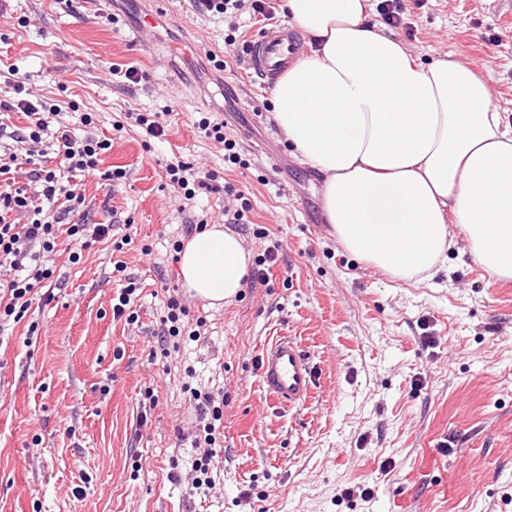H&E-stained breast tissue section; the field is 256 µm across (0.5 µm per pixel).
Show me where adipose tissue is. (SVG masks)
<instances>
[{"mask_svg": "<svg viewBox=\"0 0 512 512\" xmlns=\"http://www.w3.org/2000/svg\"><path fill=\"white\" fill-rule=\"evenodd\" d=\"M309 51L277 82L273 119L324 177L337 239L395 278L443 266L457 225L475 260L512 280V126L485 78L423 63L371 19L369 0H284ZM250 255L211 224L184 241L182 285L210 305L243 288Z\"/></svg>", "mask_w": 512, "mask_h": 512, "instance_id": "obj_1", "label": "adipose tissue"}]
</instances>
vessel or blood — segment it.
Wrapping results in <instances>:
<instances>
[{
  "label": "vessel or blood",
  "mask_w": 512,
  "mask_h": 512,
  "mask_svg": "<svg viewBox=\"0 0 512 512\" xmlns=\"http://www.w3.org/2000/svg\"><path fill=\"white\" fill-rule=\"evenodd\" d=\"M301 52V40L288 25L275 21L248 44L246 64L264 85H273ZM259 371L268 395L278 403L300 407L307 403L314 374L303 346L289 336L268 343L260 356Z\"/></svg>",
  "instance_id": "obj_1"
}]
</instances>
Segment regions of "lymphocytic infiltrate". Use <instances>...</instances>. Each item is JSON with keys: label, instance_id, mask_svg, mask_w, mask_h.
Returning a JSON list of instances; mask_svg holds the SVG:
<instances>
[{"label": "lymphocytic infiltrate", "instance_id": "lymphocytic-infiltrate-1", "mask_svg": "<svg viewBox=\"0 0 512 512\" xmlns=\"http://www.w3.org/2000/svg\"><path fill=\"white\" fill-rule=\"evenodd\" d=\"M194 6L199 14L230 19L245 13L266 21L275 17L273 0H194ZM9 83L14 96L9 101L0 99V112L23 113L29 124L12 131L0 121V138L37 144L43 136H51L59 164L46 167V153L42 150L23 157L11 151L0 154V178L9 175L18 161L32 167L28 185H0V335L24 318L38 288L51 279L53 270L46 255L53 251L59 232H66L74 242L69 260L76 263L89 239L108 238L112 231L108 224H87L82 209L84 195L78 185L63 180L67 173L96 170L101 155L111 149V140L76 136L69 126L58 123L59 112L54 104L29 90L25 77L12 76ZM165 176L189 201L202 193L237 192L232 183L221 182L215 172H199L189 162L167 164ZM189 402L196 412V429L203 435L199 456L193 463L196 476L190 492L205 496L216 485L210 464L224 414V392L193 388Z\"/></svg>", "mask_w": 512, "mask_h": 512}]
</instances>
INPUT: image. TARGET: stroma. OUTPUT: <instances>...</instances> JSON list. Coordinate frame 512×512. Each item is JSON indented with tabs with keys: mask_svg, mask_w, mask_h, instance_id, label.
<instances>
[{
	"mask_svg": "<svg viewBox=\"0 0 512 512\" xmlns=\"http://www.w3.org/2000/svg\"><path fill=\"white\" fill-rule=\"evenodd\" d=\"M403 5L394 34L404 46L488 76L512 123V0ZM227 30L192 0L166 11L153 0L0 5V65L63 111L95 113L79 135L112 141L98 172L81 178L88 221L111 225V238L73 264L60 235L49 297H35L0 342V512H512V281L487 273L459 235L445 268L421 280L352 256L327 220L323 177L286 142L271 88L235 62ZM211 53L230 67L206 70ZM130 65L146 80L113 75ZM212 81L234 91L233 109L209 94ZM165 107L176 119L152 144L112 128L123 113ZM202 112L224 114L249 167L225 168L221 145L194 126ZM176 160L222 170L252 205L232 232L251 256L273 247L278 257L268 282L245 284L232 302L191 304L205 336L180 337L165 354L159 320L182 285L173 244L193 218L220 224L236 205L218 193L186 202L164 178ZM116 166L124 178L105 180ZM126 234L131 243L115 249ZM123 275L141 287L132 325L112 315ZM276 336L311 357L305 407L276 403L262 386L259 357ZM187 384L224 391L221 477L206 497L187 489L197 454ZM362 485L371 501L342 498Z\"/></svg>",
	"mask_w": 512,
	"mask_h": 512,
	"instance_id": "obj_1",
	"label": "stroma"
}]
</instances>
